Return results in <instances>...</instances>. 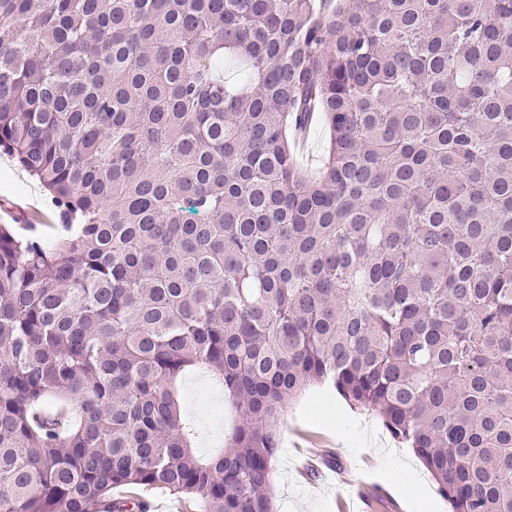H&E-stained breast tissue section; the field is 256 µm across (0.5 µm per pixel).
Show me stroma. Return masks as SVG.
<instances>
[{"instance_id":"1","label":"stroma","mask_w":512,"mask_h":512,"mask_svg":"<svg viewBox=\"0 0 512 512\" xmlns=\"http://www.w3.org/2000/svg\"><path fill=\"white\" fill-rule=\"evenodd\" d=\"M17 204L51 214L41 183L0 153V224L9 223L7 210ZM180 404L196 425V453L206 456L223 448L234 414L209 374L182 375ZM275 469L277 512H337L339 500L356 496L341 481L349 471L368 488L373 512H450L438 491H431L425 504L412 496L415 486L431 483L432 477L386 430L380 414L351 408L326 387L311 388L288 405Z\"/></svg>"}]
</instances>
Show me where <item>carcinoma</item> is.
<instances>
[{"mask_svg":"<svg viewBox=\"0 0 512 512\" xmlns=\"http://www.w3.org/2000/svg\"><path fill=\"white\" fill-rule=\"evenodd\" d=\"M0 150L61 221L0 224V512H275L310 385L512 512V0H0ZM330 140V131L323 123H318L310 129L305 143L296 144V153L308 169L313 170L323 155ZM179 384L181 412L196 425V453L207 456L224 448L234 414L224 400L223 389L200 370L186 371ZM126 497L145 500L148 504V512H159L156 510L161 507L162 510H168L167 512H194L190 511L188 504L183 499L163 490H132L123 487L112 490L111 500L126 499Z\"/></svg>","mask_w":512,"mask_h":512,"instance_id":"1","label":"carcinoma"}]
</instances>
